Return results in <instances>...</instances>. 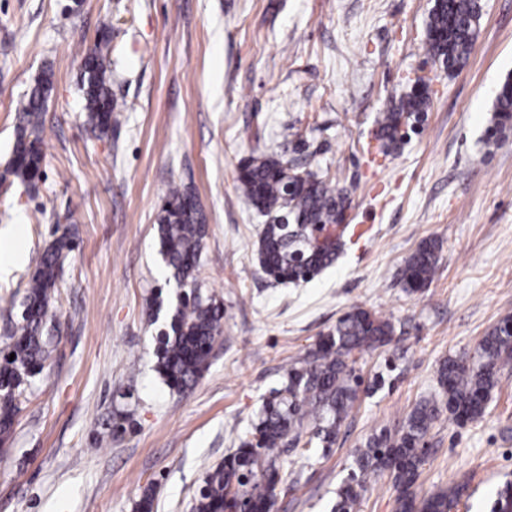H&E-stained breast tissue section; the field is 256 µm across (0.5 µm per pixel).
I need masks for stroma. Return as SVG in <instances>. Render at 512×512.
Returning <instances> with one entry per match:
<instances>
[{"instance_id": "1", "label": "stroma", "mask_w": 512, "mask_h": 512, "mask_svg": "<svg viewBox=\"0 0 512 512\" xmlns=\"http://www.w3.org/2000/svg\"><path fill=\"white\" fill-rule=\"evenodd\" d=\"M434 0H0V170L17 103L43 69L53 89L34 191L0 180V295L23 298L45 247L74 249L55 291L51 358L0 441V512H191L207 473L251 440L263 398L291 361L359 306L394 327L353 353L363 383L335 445L279 460L272 512H331L357 451L439 397L436 370L469 359L512 313V127L491 108L512 77V0H481L466 64L427 52ZM108 29L120 122L85 123L82 57ZM429 78L430 106L382 149L375 118ZM275 155L348 195L344 250L297 285L276 284L256 249L265 220L238 190L245 158ZM208 224L197 268L224 304V333L189 390L155 370L168 331L155 296L176 300L156 239L171 184ZM441 250L422 293L401 271L426 240ZM123 426L113 432V423ZM415 486L461 487L455 512H491L512 481V365L485 415L442 418Z\"/></svg>"}]
</instances>
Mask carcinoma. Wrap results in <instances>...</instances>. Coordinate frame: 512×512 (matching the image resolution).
<instances>
[{
	"mask_svg": "<svg viewBox=\"0 0 512 512\" xmlns=\"http://www.w3.org/2000/svg\"><path fill=\"white\" fill-rule=\"evenodd\" d=\"M480 18V0H434L427 25L428 52L440 68L451 72L466 63ZM108 54L109 38L104 34L82 62V111L86 124L100 137L118 123ZM52 88V73L44 70L18 103L17 136L5 172L30 188L40 177V131ZM429 103L428 86L418 81L379 113L376 124L385 145L396 143L404 120L427 111ZM493 112L495 130L512 125L511 78L500 86ZM238 188L254 208L270 217L257 256L264 273L275 282L305 281L336 263L343 243L341 235L334 236L332 231L338 227L346 196L332 181L280 157L261 155L242 165ZM156 231L168 280L188 287L169 307L170 332L157 349L156 370L170 388L184 392L195 385L209 364L214 343L223 333L224 307L203 295L197 282L207 224L195 196L178 185L171 186L158 212ZM72 250V240L60 237L43 251L29 274L20 320L12 324L8 343L0 349L3 440L13 431L23 385L43 373L50 357L47 319L52 316L59 271ZM438 262L437 243L422 242L405 262L401 278L405 292L415 294L427 288ZM392 333L389 321L368 310L354 307L347 312L316 349L289 366L284 387L263 405L253 440L208 473L192 512H225L230 505L240 512H271L284 440L290 436L297 445L308 431L322 450L331 449L355 397L357 377L348 364L350 355L385 345ZM12 354L15 358L11 361ZM507 364H512L511 313L488 332L471 361L446 359L439 363L437 380L445 396L443 404L423 401L406 414L399 433L385 432L368 441L355 460L356 470L339 491L333 512H352L361 492L386 471L400 489L399 512H453L459 489L431 493L419 500L411 491L423 461L420 445L445 411L460 423L481 417L501 367Z\"/></svg>",
	"mask_w": 512,
	"mask_h": 512,
	"instance_id": "carcinoma-1",
	"label": "carcinoma"
}]
</instances>
